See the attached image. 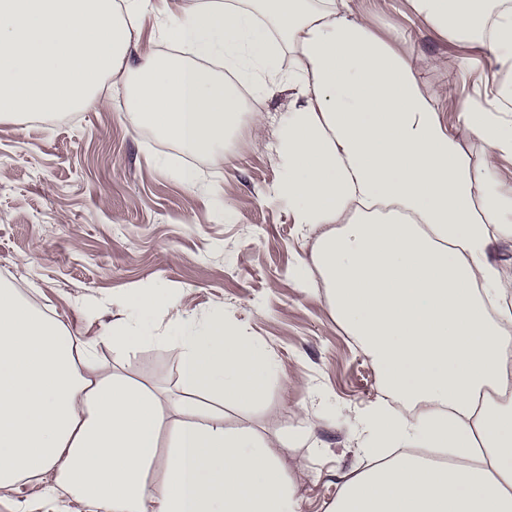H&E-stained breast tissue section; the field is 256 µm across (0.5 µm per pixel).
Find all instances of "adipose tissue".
Listing matches in <instances>:
<instances>
[{"mask_svg":"<svg viewBox=\"0 0 512 512\" xmlns=\"http://www.w3.org/2000/svg\"><path fill=\"white\" fill-rule=\"evenodd\" d=\"M410 3L512 71V0ZM115 74L138 127L215 160L245 110L236 82L293 92L274 191L294 223L330 227L295 274L304 284L318 268L396 403L357 418L368 463L340 475L329 512H512V303L489 259L493 240H512V184L496 164L512 157V122L461 108L490 150L473 165L347 0H0V120L102 105ZM121 305L80 337L0 283V491L43 475L44 498L64 491L98 512H298L304 467L286 473L269 442L201 404L260 401L274 359L165 286ZM106 340L117 353L165 343L179 395L112 371Z\"/></svg>","mask_w":512,"mask_h":512,"instance_id":"1","label":"adipose tissue"}]
</instances>
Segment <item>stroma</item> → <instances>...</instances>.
<instances>
[{"label":"stroma","mask_w":512,"mask_h":512,"mask_svg":"<svg viewBox=\"0 0 512 512\" xmlns=\"http://www.w3.org/2000/svg\"><path fill=\"white\" fill-rule=\"evenodd\" d=\"M349 6L390 39L471 161L483 162L488 149L462 133L457 108L492 95L506 72L483 47L418 18L409 0ZM108 84L105 106L0 121V279L75 336L99 335L119 316L116 298L156 283L191 314L223 311L280 366L262 402L225 403V428L271 441L286 471L307 463L299 512H328L338 474L366 463L355 418L388 398L376 364L333 314L320 274L305 285L294 276L312 263L318 234L294 224L274 192L280 168L270 146L291 107L288 90L248 96L265 119L243 121L216 167L135 127L121 77ZM184 167L198 172L197 186L178 177ZM88 299L104 312H88ZM98 353L114 371L177 395L178 364L162 343L117 356L106 342Z\"/></svg>","instance_id":"1"}]
</instances>
